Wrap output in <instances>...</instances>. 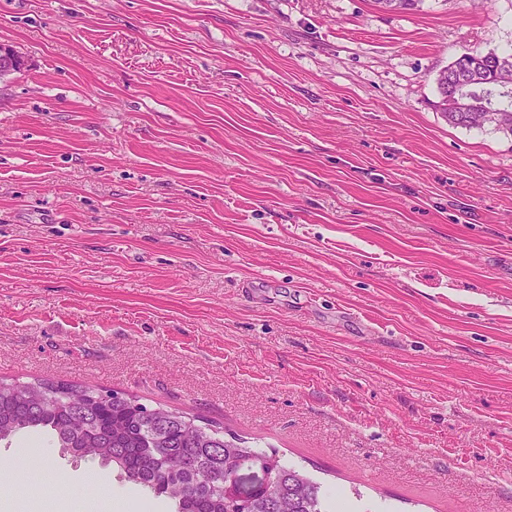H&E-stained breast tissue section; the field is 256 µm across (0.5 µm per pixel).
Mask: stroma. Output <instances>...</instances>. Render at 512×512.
Returning a JSON list of instances; mask_svg holds the SVG:
<instances>
[{
    "label": "stroma",
    "mask_w": 512,
    "mask_h": 512,
    "mask_svg": "<svg viewBox=\"0 0 512 512\" xmlns=\"http://www.w3.org/2000/svg\"><path fill=\"white\" fill-rule=\"evenodd\" d=\"M0 379L201 414L355 512H512V0H0ZM173 512L46 434L0 512ZM473 53V52H472ZM473 58L469 57L466 61L457 58L451 65L440 72L437 79V95L452 96L461 89L469 87V90L478 98L486 102V109L481 112H510L512 114V53L499 55L495 52L485 54L473 53ZM508 68L510 75L507 71ZM501 72L505 79L511 76L508 83H498L501 79ZM479 79L476 80L474 77ZM478 103L470 101L468 98L459 96L444 99L439 104V108L448 112H442L448 119V123L463 127H481L485 123H494V129L505 136H512V127H503L495 123L489 117L490 114L483 113L480 117L469 120L464 114L456 115L454 112H467L471 107Z\"/></svg>",
    "instance_id": "obj_1"
}]
</instances>
